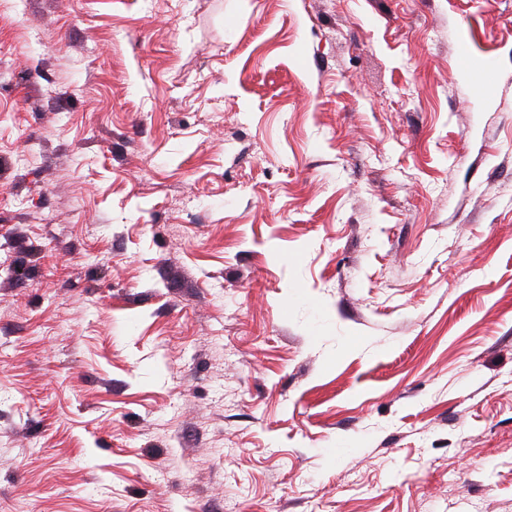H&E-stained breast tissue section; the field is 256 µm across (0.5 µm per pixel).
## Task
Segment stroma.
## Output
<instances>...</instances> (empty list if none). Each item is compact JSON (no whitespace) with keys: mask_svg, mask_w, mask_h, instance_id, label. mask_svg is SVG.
<instances>
[{"mask_svg":"<svg viewBox=\"0 0 512 512\" xmlns=\"http://www.w3.org/2000/svg\"><path fill=\"white\" fill-rule=\"evenodd\" d=\"M0 512H512V0H0Z\"/></svg>","mask_w":512,"mask_h":512,"instance_id":"obj_1","label":"stroma"}]
</instances>
